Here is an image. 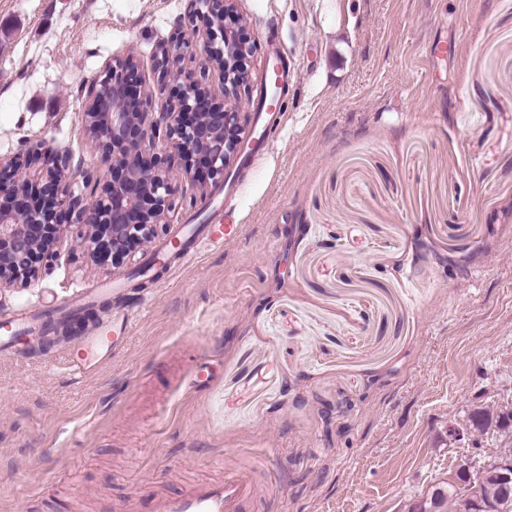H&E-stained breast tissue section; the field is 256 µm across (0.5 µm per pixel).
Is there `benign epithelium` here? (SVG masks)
<instances>
[{"label":"benign epithelium","instance_id":"benign-epithelium-1","mask_svg":"<svg viewBox=\"0 0 512 512\" xmlns=\"http://www.w3.org/2000/svg\"><path fill=\"white\" fill-rule=\"evenodd\" d=\"M239 2L192 0L182 41L154 54L156 82L172 81L177 88L160 111H149L151 92L131 53L109 64L112 75L91 84L88 106L94 111L83 113L82 135L110 173L100 193L83 194L73 182L70 157L52 153L44 142L27 146L22 164L0 156V289L23 287L49 270L72 227L78 228L77 244L97 262L135 258L166 225L176 157L202 194L208 183L224 182L247 141L244 98L251 74L245 61L254 45L240 34L246 20ZM198 14L207 19L203 33L193 25ZM199 41L205 54L200 70L218 76L219 98L204 77L183 65ZM462 512H498V505L473 493Z\"/></svg>","mask_w":512,"mask_h":512}]
</instances>
